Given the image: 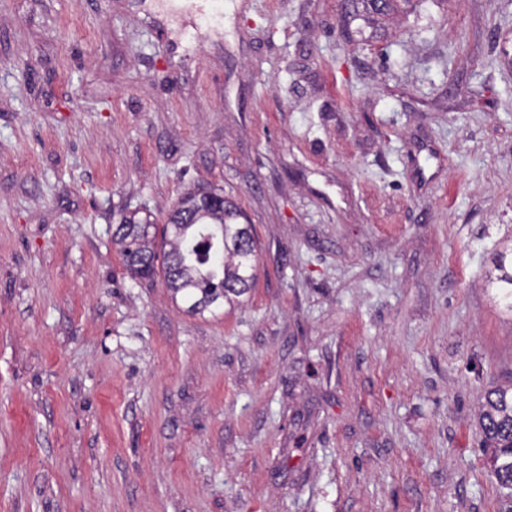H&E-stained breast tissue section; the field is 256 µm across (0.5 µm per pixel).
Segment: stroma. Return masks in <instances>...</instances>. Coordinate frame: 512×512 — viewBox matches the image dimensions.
Returning <instances> with one entry per match:
<instances>
[{
  "label": "stroma",
  "mask_w": 512,
  "mask_h": 512,
  "mask_svg": "<svg viewBox=\"0 0 512 512\" xmlns=\"http://www.w3.org/2000/svg\"><path fill=\"white\" fill-rule=\"evenodd\" d=\"M0 0V512H498L512 0ZM216 189L190 314L121 213ZM133 213L115 224L112 243L132 277L158 275V246L166 288L201 314L211 307L233 305L254 287L257 243L252 224H242V211L215 189L185 192L165 219L160 232L150 216ZM498 274L489 275V285L496 288V295L505 303V306L512 310V264L507 268L503 259L497 263ZM479 417L483 443L491 450L492 473L501 489L499 512H512V387L490 386Z\"/></svg>",
  "instance_id": "obj_1"
}]
</instances>
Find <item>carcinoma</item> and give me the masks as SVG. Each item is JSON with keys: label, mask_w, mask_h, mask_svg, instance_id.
Here are the masks:
<instances>
[{"label": "carcinoma", "mask_w": 512, "mask_h": 512, "mask_svg": "<svg viewBox=\"0 0 512 512\" xmlns=\"http://www.w3.org/2000/svg\"><path fill=\"white\" fill-rule=\"evenodd\" d=\"M242 211L213 189L185 192L158 225L146 216L125 215L112 233V243L133 277L163 275L167 288L189 303L187 311L201 314L211 307L232 305L254 287L257 243ZM164 253L157 269L158 249ZM489 276L497 297L512 310V266L499 261ZM480 428L491 450L492 473L501 489L499 512H512V387L490 386L481 404Z\"/></svg>", "instance_id": "obj_1"}]
</instances>
